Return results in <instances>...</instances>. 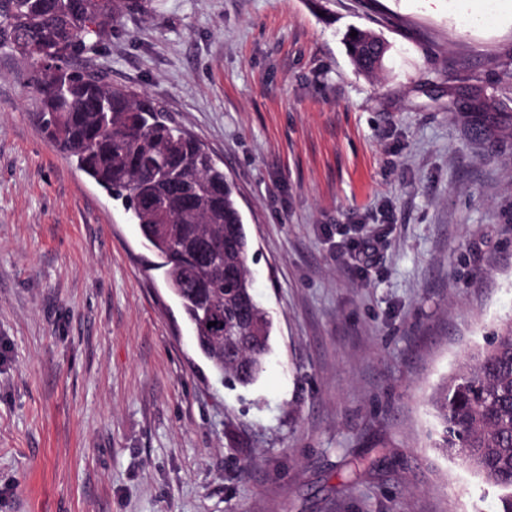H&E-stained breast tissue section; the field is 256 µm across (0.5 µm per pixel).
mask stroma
Segmentation results:
<instances>
[{"instance_id": "stroma-1", "label": "stroma", "mask_w": 512, "mask_h": 512, "mask_svg": "<svg viewBox=\"0 0 512 512\" xmlns=\"http://www.w3.org/2000/svg\"><path fill=\"white\" fill-rule=\"evenodd\" d=\"M488 7L141 0L87 53L237 188L273 321L246 388L0 50V512H498L428 404L512 320V0ZM353 28L388 45L374 73ZM352 31L357 32V36L351 37ZM349 32L346 37V44L349 54L359 70L372 71L376 69L377 63L371 49L375 46V42L379 39L375 34L363 30L354 29Z\"/></svg>"}]
</instances>
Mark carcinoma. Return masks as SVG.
<instances>
[{
    "label": "carcinoma",
    "mask_w": 512,
    "mask_h": 512,
    "mask_svg": "<svg viewBox=\"0 0 512 512\" xmlns=\"http://www.w3.org/2000/svg\"><path fill=\"white\" fill-rule=\"evenodd\" d=\"M139 0H0V47L32 70L27 95L42 133L139 225L214 372L243 387L271 352L272 321L248 274L250 239L237 190L208 148L145 94L68 65ZM378 37H346L355 66L372 71ZM222 322V327L208 326ZM434 447L453 449L512 512V322L434 389Z\"/></svg>",
    "instance_id": "obj_1"
}]
</instances>
